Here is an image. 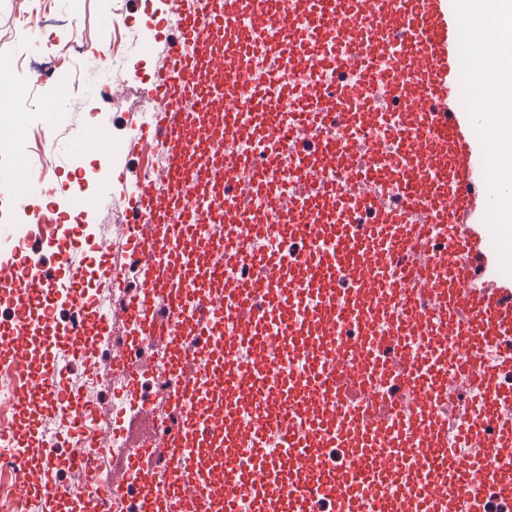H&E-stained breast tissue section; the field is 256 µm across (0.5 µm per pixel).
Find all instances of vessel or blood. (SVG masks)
Instances as JSON below:
<instances>
[{"label": "vessel or blood", "instance_id": "obj_1", "mask_svg": "<svg viewBox=\"0 0 512 512\" xmlns=\"http://www.w3.org/2000/svg\"><path fill=\"white\" fill-rule=\"evenodd\" d=\"M180 32L134 147H165L162 184L124 199L126 251L143 273L121 314L138 337L116 347L114 379L134 391L162 373L152 432L113 495L138 482L156 500L221 501L240 512H497L512 502V280L488 268L482 149L460 102L452 0H166ZM209 38H201V29ZM312 61L305 81L284 73ZM192 100V109L183 101ZM384 131L375 147L368 129ZM254 138L256 151L239 148ZM80 149L107 164L98 135ZM223 217L203 238L199 225ZM33 251L69 273L74 313L86 269L48 207ZM299 241L258 250V233ZM243 265L249 283L224 281ZM11 364L20 411L68 398L56 361L25 337L52 328L56 279L7 259ZM386 322V332L376 329ZM162 457L164 468L144 464ZM23 491L57 502L52 457L14 456Z\"/></svg>", "mask_w": 512, "mask_h": 512}]
</instances>
